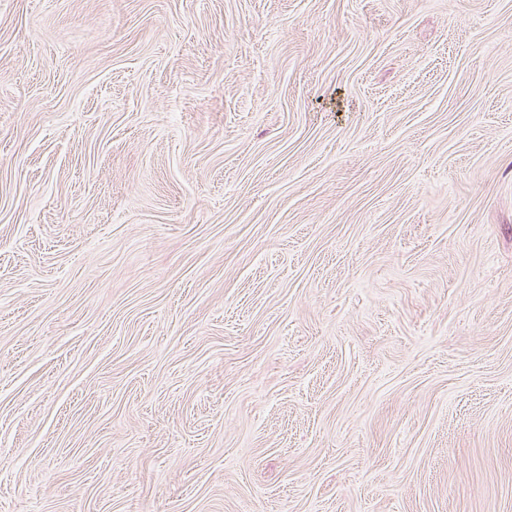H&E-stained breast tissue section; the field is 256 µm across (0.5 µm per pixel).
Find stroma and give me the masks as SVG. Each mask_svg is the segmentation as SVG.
Returning a JSON list of instances; mask_svg holds the SVG:
<instances>
[{
	"label": "stroma",
	"instance_id": "stroma-1",
	"mask_svg": "<svg viewBox=\"0 0 512 512\" xmlns=\"http://www.w3.org/2000/svg\"><path fill=\"white\" fill-rule=\"evenodd\" d=\"M0 512H512V0H0Z\"/></svg>",
	"mask_w": 512,
	"mask_h": 512
}]
</instances>
